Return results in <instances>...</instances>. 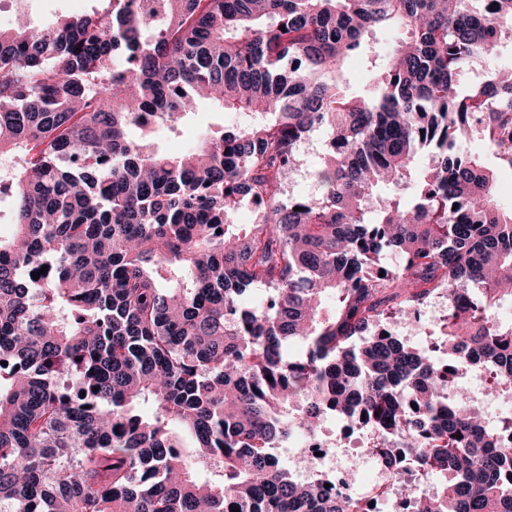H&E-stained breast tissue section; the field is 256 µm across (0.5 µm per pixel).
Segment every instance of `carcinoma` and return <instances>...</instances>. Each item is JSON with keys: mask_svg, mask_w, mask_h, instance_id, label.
<instances>
[{"mask_svg": "<svg viewBox=\"0 0 512 512\" xmlns=\"http://www.w3.org/2000/svg\"><path fill=\"white\" fill-rule=\"evenodd\" d=\"M97 2L0 28V512H371L281 462L330 411L442 474L416 512H512V418L451 393L487 372L512 395V209L458 148L512 171V72L459 85L512 0ZM379 30L401 38L353 96L343 65ZM200 102L260 119L162 151ZM316 131L322 196H287ZM442 288L437 364L386 328Z\"/></svg>", "mask_w": 512, "mask_h": 512, "instance_id": "cac0c4a2", "label": "carcinoma"}]
</instances>
